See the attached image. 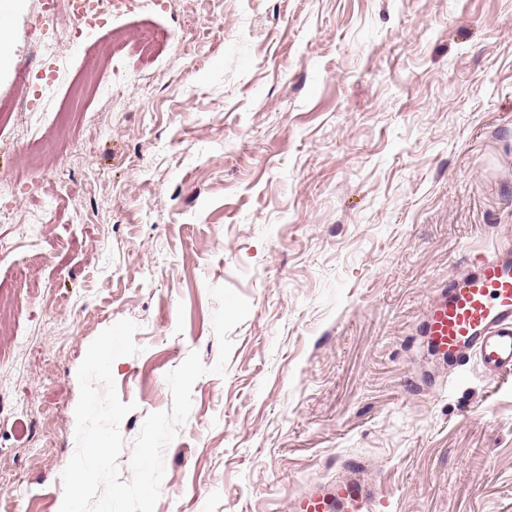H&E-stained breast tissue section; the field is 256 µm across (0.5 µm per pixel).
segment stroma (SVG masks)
<instances>
[{"label": "stroma", "instance_id": "1", "mask_svg": "<svg viewBox=\"0 0 512 512\" xmlns=\"http://www.w3.org/2000/svg\"><path fill=\"white\" fill-rule=\"evenodd\" d=\"M0 61L51 65L19 0ZM153 41L150 57L136 50ZM50 96L0 126V512H58L77 369L122 319L120 481L191 351L208 289L251 310L163 453L154 512H281L363 460L379 512H512V374L453 377L418 336L433 289L512 241V0H125L82 28ZM100 88L59 157L42 135Z\"/></svg>", "mask_w": 512, "mask_h": 512}]
</instances>
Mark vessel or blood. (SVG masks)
Listing matches in <instances>:
<instances>
[{"mask_svg": "<svg viewBox=\"0 0 512 512\" xmlns=\"http://www.w3.org/2000/svg\"><path fill=\"white\" fill-rule=\"evenodd\" d=\"M420 336L439 361L459 368L477 360L485 375L512 373V247L480 256L466 273L433 291ZM328 483L289 495L284 512H378L377 484L360 464Z\"/></svg>", "mask_w": 512, "mask_h": 512, "instance_id": "vessel-or-blood-1", "label": "vessel or blood"}]
</instances>
